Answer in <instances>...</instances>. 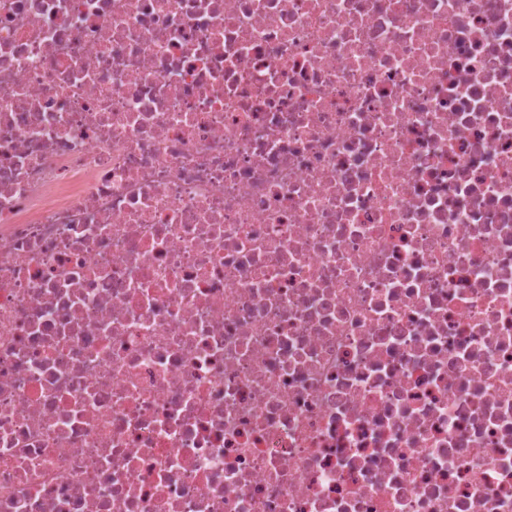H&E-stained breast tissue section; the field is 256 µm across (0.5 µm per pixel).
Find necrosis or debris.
<instances>
[{"label": "necrosis or debris", "mask_w": 512, "mask_h": 512, "mask_svg": "<svg viewBox=\"0 0 512 512\" xmlns=\"http://www.w3.org/2000/svg\"><path fill=\"white\" fill-rule=\"evenodd\" d=\"M0 512H512V0H0Z\"/></svg>", "instance_id": "necrosis-or-debris-1"}]
</instances>
